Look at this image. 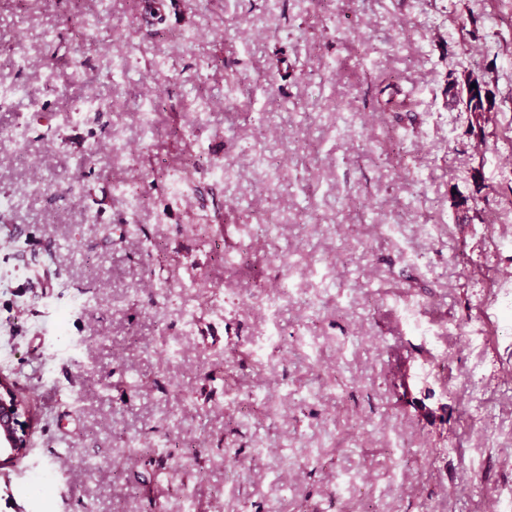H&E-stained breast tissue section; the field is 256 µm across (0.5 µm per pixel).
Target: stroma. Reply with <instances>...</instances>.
Masks as SVG:
<instances>
[{
	"mask_svg": "<svg viewBox=\"0 0 512 512\" xmlns=\"http://www.w3.org/2000/svg\"><path fill=\"white\" fill-rule=\"evenodd\" d=\"M0 42L33 87L0 101L30 406L0 512L512 498V0H0ZM471 72L479 126L448 105ZM476 83V88H470ZM491 92L487 84L478 76L469 75L462 82L457 78L448 82V100L455 105H465L466 112L480 114L481 117L487 112H492L494 107Z\"/></svg>",
	"mask_w": 512,
	"mask_h": 512,
	"instance_id": "1",
	"label": "stroma"
}]
</instances>
